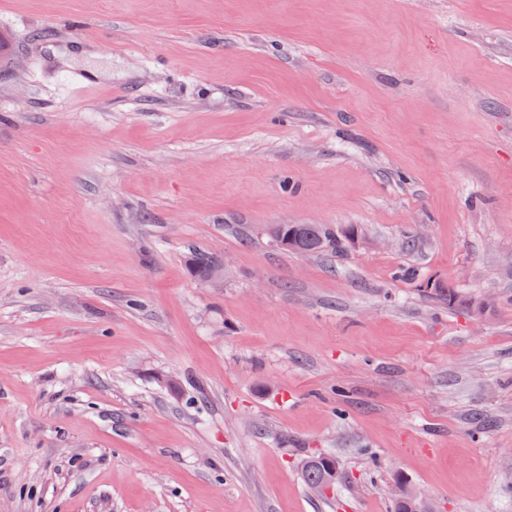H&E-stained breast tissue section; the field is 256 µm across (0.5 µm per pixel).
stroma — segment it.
<instances>
[{
	"label": "stroma",
	"instance_id": "obj_1",
	"mask_svg": "<svg viewBox=\"0 0 512 512\" xmlns=\"http://www.w3.org/2000/svg\"><path fill=\"white\" fill-rule=\"evenodd\" d=\"M400 477L512 512V0H0V512ZM298 229V244L295 247H289L288 242H282L284 247L298 252H316L324 248H339L338 240L333 232L317 224H280L276 228L283 229L285 236L288 229ZM334 472V475L332 473ZM303 477L312 489L324 493V487L332 482V486L340 479L336 461L332 457L317 456L309 458L303 465Z\"/></svg>",
	"mask_w": 512,
	"mask_h": 512
}]
</instances>
